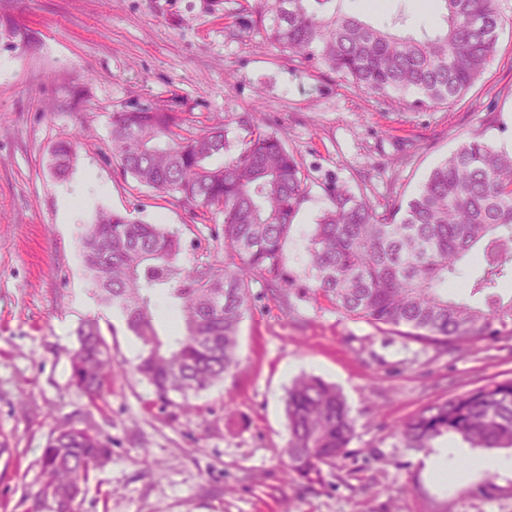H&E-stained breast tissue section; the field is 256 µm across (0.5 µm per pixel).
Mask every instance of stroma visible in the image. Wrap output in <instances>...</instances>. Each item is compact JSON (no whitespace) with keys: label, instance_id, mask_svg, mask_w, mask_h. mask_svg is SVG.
Masks as SVG:
<instances>
[{"label":"stroma","instance_id":"stroma-1","mask_svg":"<svg viewBox=\"0 0 512 512\" xmlns=\"http://www.w3.org/2000/svg\"><path fill=\"white\" fill-rule=\"evenodd\" d=\"M246 0H0V512H31L40 458L72 420L112 439L77 512H512V468L439 484L426 448L396 429L427 405L512 379V338L456 351L402 329L345 316L321 295L252 285L239 326L238 365L224 381L164 405L135 370L137 339L93 294L79 239L97 211L163 224L186 260L224 264L223 215L139 186L112 155V115L158 104L184 127L224 126L237 155L248 130L278 133L303 164L306 195L285 245L301 257L342 186L376 208L408 200L470 136L512 142V0L485 74L448 105L414 95L377 98L313 61L283 55ZM423 21L413 0H382L364 22L405 14V32L445 26L442 0ZM78 137L65 179L50 151ZM89 200L77 223L58 219L63 189ZM96 321L115 368L103 396L70 383L82 322ZM293 365L292 376L283 368ZM335 384L356 419L348 453L318 481L287 474L285 399L293 377Z\"/></svg>","mask_w":512,"mask_h":512}]
</instances>
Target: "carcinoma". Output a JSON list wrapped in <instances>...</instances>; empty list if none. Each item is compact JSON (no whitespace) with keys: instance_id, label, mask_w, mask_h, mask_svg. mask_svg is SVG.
I'll use <instances>...</instances> for the list:
<instances>
[{"instance_id":"1","label":"carcinoma","mask_w":512,"mask_h":512,"mask_svg":"<svg viewBox=\"0 0 512 512\" xmlns=\"http://www.w3.org/2000/svg\"><path fill=\"white\" fill-rule=\"evenodd\" d=\"M335 0H259V24L281 51L316 61L376 96L416 93L434 104L462 97L493 58L504 19L498 0H442L446 28L421 39L371 26L333 10ZM175 112L138 106L113 113L112 145L122 173L139 185L224 214V270L182 262V239L160 224L100 211L80 239L84 267L99 303L119 310L140 343L137 372L156 399H188L237 366L239 324L251 284L272 292L314 290L349 316L405 327L408 334L460 347L498 337L512 324V153L475 134L432 170L403 205L378 210L348 190L333 193L309 236L303 283L286 266L284 247L305 197L298 156L275 132L251 130L242 151L224 152V127L177 133ZM77 141L57 142L51 170L65 178ZM478 251L468 297L448 296V280ZM180 311L184 331L170 343L155 328L158 294ZM71 383L91 399L104 392L111 356L89 322L78 330ZM288 469L314 481L347 453L355 424L342 394L322 378L293 381L285 399ZM406 448H433L452 435L470 448L512 449V379L436 401L403 422ZM112 460V438L65 422L43 448L47 475L32 512H75L90 471Z\"/></svg>"}]
</instances>
